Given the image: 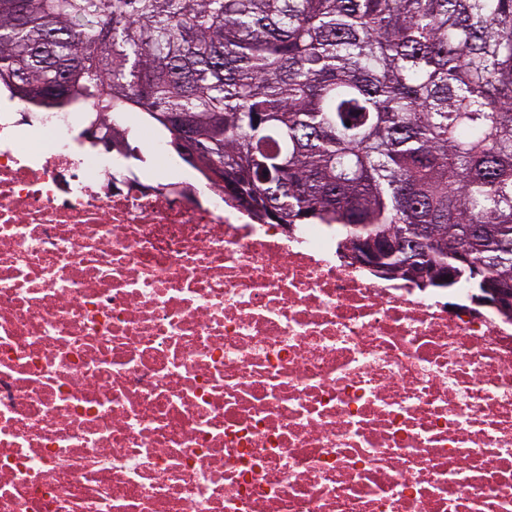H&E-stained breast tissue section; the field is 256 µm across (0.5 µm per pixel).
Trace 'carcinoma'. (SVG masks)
<instances>
[{"label": "carcinoma", "instance_id": "cac0c4a2", "mask_svg": "<svg viewBox=\"0 0 512 512\" xmlns=\"http://www.w3.org/2000/svg\"><path fill=\"white\" fill-rule=\"evenodd\" d=\"M1 86L127 159L185 121L259 221L419 240L390 280L512 289V0H0Z\"/></svg>", "mask_w": 512, "mask_h": 512}]
</instances>
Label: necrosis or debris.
<instances>
[{
    "label": "necrosis or debris",
    "instance_id": "4bbe7bcc",
    "mask_svg": "<svg viewBox=\"0 0 512 512\" xmlns=\"http://www.w3.org/2000/svg\"><path fill=\"white\" fill-rule=\"evenodd\" d=\"M85 113H0V512H512V321Z\"/></svg>",
    "mask_w": 512,
    "mask_h": 512
}]
</instances>
